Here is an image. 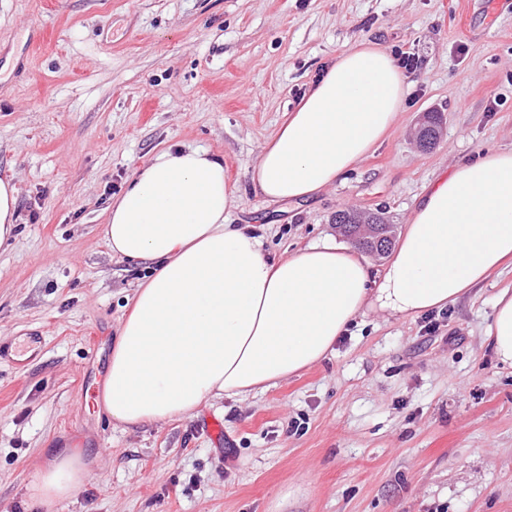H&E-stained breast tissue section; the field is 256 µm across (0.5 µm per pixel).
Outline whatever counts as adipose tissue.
I'll list each match as a JSON object with an SVG mask.
<instances>
[{"label":"adipose tissue","instance_id":"obj_1","mask_svg":"<svg viewBox=\"0 0 512 512\" xmlns=\"http://www.w3.org/2000/svg\"><path fill=\"white\" fill-rule=\"evenodd\" d=\"M407 95L393 55L362 41L338 55L286 113L252 174L274 203L336 184L394 130ZM239 205L224 163L166 149L135 171L108 208L114 256L152 269L121 319L99 409L130 428L245 397L320 362L371 310L417 317L455 303L512 260V149L454 167L420 196L381 273L352 247L325 241L280 260L231 224ZM489 336L512 366V291L493 303ZM87 463L66 448L39 469L32 500L52 508Z\"/></svg>","mask_w":512,"mask_h":512}]
</instances>
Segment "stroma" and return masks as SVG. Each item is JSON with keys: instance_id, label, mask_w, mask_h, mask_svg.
Masks as SVG:
<instances>
[{"instance_id": "1", "label": "stroma", "mask_w": 512, "mask_h": 512, "mask_svg": "<svg viewBox=\"0 0 512 512\" xmlns=\"http://www.w3.org/2000/svg\"><path fill=\"white\" fill-rule=\"evenodd\" d=\"M368 40L415 56L393 133L297 205L252 187L260 149L323 68ZM443 116L420 149L423 114ZM169 147L208 150L241 198L229 221L274 258L339 239L336 211L404 229L430 183L512 148V0H0V178L19 227L0 248V512L80 441L55 512H512V368L488 336L512 266L448 308L368 311L332 354L251 396L131 429L89 410L145 266L113 257L105 210ZM215 417L224 435L202 427Z\"/></svg>"}]
</instances>
